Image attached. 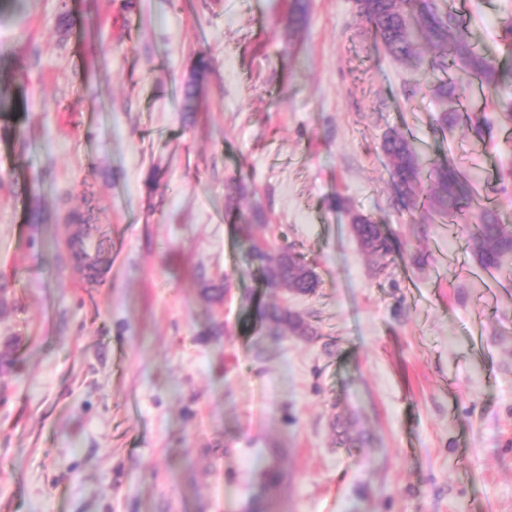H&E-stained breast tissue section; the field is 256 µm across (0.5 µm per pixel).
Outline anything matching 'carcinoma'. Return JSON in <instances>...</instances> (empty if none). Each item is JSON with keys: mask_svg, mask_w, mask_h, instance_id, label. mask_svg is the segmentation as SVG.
Here are the masks:
<instances>
[{"mask_svg": "<svg viewBox=\"0 0 512 512\" xmlns=\"http://www.w3.org/2000/svg\"><path fill=\"white\" fill-rule=\"evenodd\" d=\"M359 10L372 23L376 36L387 50L399 60L418 56L414 35L421 36L429 45L428 62L433 71L452 68L456 76L439 80L433 85L437 98L446 101L465 92L474 81L487 85L512 80V69L498 68L469 41L465 27L449 11L444 0H359ZM208 68V60L200 56L192 66V76L184 84L183 97L192 98L199 87V77ZM493 122L485 115L468 118V130L481 137L491 131ZM396 177L395 202L405 210L416 207L423 180V170L412 142L397 131H390L383 142ZM428 199L436 218H445L464 204H476L477 224L469 238V249L478 265L485 270H496L502 261L512 255V225L499 220L496 209L480 204L473 196L467 176L447 162L433 167L428 175ZM240 233L251 242L254 258L260 262L266 283L271 288H288L300 293H311L318 287L314 271L301 259L283 252L276 257L269 254L264 244L255 238L262 225L253 223L257 214H236ZM353 230L363 249L370 255L385 257L391 250L389 237L381 225L358 214L353 218ZM269 323L300 328L297 318L286 308L272 307L260 311Z\"/></svg>", "mask_w": 512, "mask_h": 512, "instance_id": "carcinoma-1", "label": "carcinoma"}]
</instances>
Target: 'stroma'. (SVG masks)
<instances>
[{
    "label": "stroma",
    "instance_id": "1",
    "mask_svg": "<svg viewBox=\"0 0 512 512\" xmlns=\"http://www.w3.org/2000/svg\"><path fill=\"white\" fill-rule=\"evenodd\" d=\"M19 0L0 12V512H512V256L471 208L399 211L382 151L475 177L512 224V85L439 103L355 0ZM512 68V0H447ZM210 69L192 103L193 60ZM460 122L440 133L441 109ZM319 285L266 287L235 210ZM393 252L367 254L352 216ZM103 285L74 260L82 222ZM306 331L270 333L261 307ZM234 448L249 457L224 460ZM258 448H282L260 496Z\"/></svg>",
    "mask_w": 512,
    "mask_h": 512
}]
</instances>
